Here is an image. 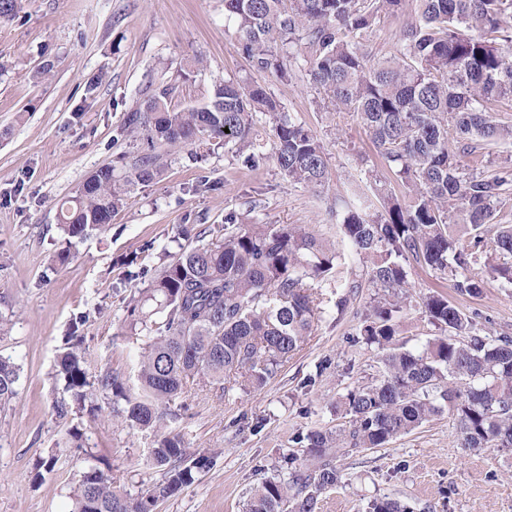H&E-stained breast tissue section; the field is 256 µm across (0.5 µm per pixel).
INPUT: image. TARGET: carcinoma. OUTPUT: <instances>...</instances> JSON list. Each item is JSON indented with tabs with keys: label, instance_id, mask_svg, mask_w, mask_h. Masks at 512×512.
I'll return each mask as SVG.
<instances>
[{
	"label": "carcinoma",
	"instance_id": "1",
	"mask_svg": "<svg viewBox=\"0 0 512 512\" xmlns=\"http://www.w3.org/2000/svg\"><path fill=\"white\" fill-rule=\"evenodd\" d=\"M410 8L398 54L375 58L362 49L365 33L381 17ZM512 0H224L242 51L255 68L288 79L306 71L318 94L336 112H348L370 134L405 192L397 195L375 179L355 191L339 224L346 246L362 264L359 279L341 276L339 252L313 231L292 224H242L225 218L180 235V247L146 288L133 289L123 335L141 341L134 378L84 368V317L69 324L54 376L65 396L52 415L73 410L95 416L103 408L130 431H150L152 465L161 479L131 493L85 451L70 512H156L210 469L211 450L189 452L171 404L188 384L245 393L263 388L312 333L322 313L318 288L329 282L346 292L336 301L371 290L360 315L362 341L379 352L375 379L336 400L346 425L311 427L296 437L304 455L284 453L291 480L264 481L247 512H316L319 497L341 483L336 454L387 446L443 413L455 421L457 445L469 451L512 449V337L479 335L474 317L448 295L420 297L422 313L440 334L413 346L398 339L401 313L412 305L408 267H429L451 280L455 293L476 296L478 278L468 269V250L490 246L489 267L512 288V225L499 224L491 242L501 195L512 187V170L485 175L473 166L484 150L512 141V124L496 113L512 107ZM174 84L148 86L144 106L127 113L124 132L153 148L209 149L220 140L249 151L255 166L254 117L269 116L274 160L295 184L323 188L328 161L312 129L284 111L266 87L225 80L206 103L171 105ZM459 139L462 155L448 149ZM160 176L153 155L140 158L120 177L110 166L92 172L64 202L58 228L83 239L111 228L128 187ZM20 368L0 355V408L18 397Z\"/></svg>",
	"mask_w": 512,
	"mask_h": 512
}]
</instances>
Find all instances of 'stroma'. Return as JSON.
<instances>
[{
	"instance_id": "stroma-1",
	"label": "stroma",
	"mask_w": 512,
	"mask_h": 512,
	"mask_svg": "<svg viewBox=\"0 0 512 512\" xmlns=\"http://www.w3.org/2000/svg\"><path fill=\"white\" fill-rule=\"evenodd\" d=\"M17 2L14 16L0 21V311L14 313L0 355L20 367L18 398L0 409V512H70L80 448L91 449L128 491L160 477L148 462L152 433L128 432L105 413L52 417L62 395L54 360L70 320L86 318L80 333L89 375L131 376L138 345L121 333L130 291L147 287L165 254L176 251L180 225L220 226L234 213L249 223L305 225L335 241L332 198L369 185L371 174L391 175L367 130L351 114L327 109L306 76L284 81L252 68L224 19L223 0ZM47 62L51 75L35 79ZM99 73L103 81L89 88ZM160 75L177 85L176 107L206 102L216 81L264 85L317 135L329 165L326 187L280 173L262 114L256 120L266 134L253 168L221 145L197 157L187 148L151 150L123 135L127 113L143 105ZM150 150L161 176L132 187L111 231L75 241L74 259L56 266L59 204L97 168L124 172ZM468 262L483 288L458 304L476 313L481 331L512 336V288L493 278L486 251H472ZM321 292V319L262 389L190 391L176 426L187 448L218 457L157 512H246L253 488L281 476L278 457L297 450L298 432L339 424L331 402L370 382L377 369L376 349L355 340L370 291L360 289L341 315L335 288ZM74 427L82 443L72 439ZM48 459L53 467L43 468ZM336 465L341 482L320 496L318 512H370L381 499L412 512H512V451L458 448L446 415L387 447L340 454Z\"/></svg>"
}]
</instances>
